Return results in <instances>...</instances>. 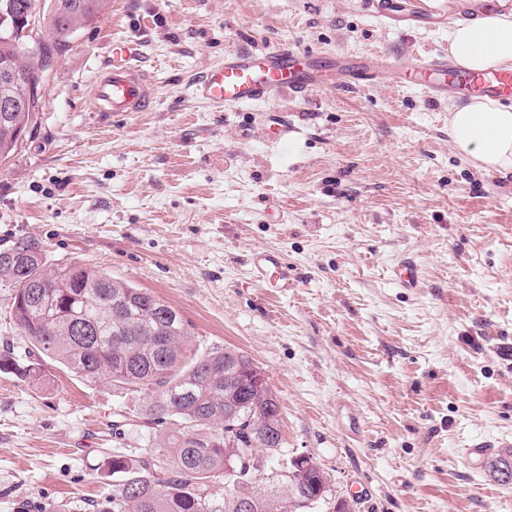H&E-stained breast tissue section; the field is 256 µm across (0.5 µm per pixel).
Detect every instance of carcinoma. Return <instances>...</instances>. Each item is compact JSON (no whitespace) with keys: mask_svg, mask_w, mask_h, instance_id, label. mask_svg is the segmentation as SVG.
<instances>
[{"mask_svg":"<svg viewBox=\"0 0 512 512\" xmlns=\"http://www.w3.org/2000/svg\"><path fill=\"white\" fill-rule=\"evenodd\" d=\"M11 13L0 31V65L14 81L4 93L27 97L30 79L64 51L109 0H0ZM49 30L26 32V20ZM40 99L0 112V158L18 150L16 130L34 125ZM0 279L15 287L10 318L36 351L89 384L106 382L143 401L119 417L146 427L153 453L108 459L107 512H316L331 508L327 473L315 462L291 463L288 482L271 469L282 445L280 408L243 352L213 346L190 356L188 322L171 306L96 267L62 260L47 266L38 242L18 239L0 250ZM245 470L226 484L224 472ZM265 478L251 480L253 471Z\"/></svg>","mask_w":512,"mask_h":512,"instance_id":"carcinoma-1","label":"carcinoma"}]
</instances>
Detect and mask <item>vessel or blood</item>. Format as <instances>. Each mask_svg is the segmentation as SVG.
Here are the masks:
<instances>
[{"label":"vessel or blood","mask_w":512,"mask_h":512,"mask_svg":"<svg viewBox=\"0 0 512 512\" xmlns=\"http://www.w3.org/2000/svg\"><path fill=\"white\" fill-rule=\"evenodd\" d=\"M441 0H369L380 21L410 27L421 23L448 25ZM395 72L400 83L414 84L436 98L466 96L498 98L512 95V70L474 72L456 66L447 55L429 57L416 65L391 67L385 58L321 59L287 45L261 46L225 55L224 60L202 73L195 94L216 107L252 105L281 95H304L323 84L326 74L336 76L338 89L348 92L360 82L374 81ZM156 89L139 65V53L128 42L112 44L111 56L90 91L91 111L124 120L133 112L152 111ZM263 125L273 144L284 145L296 133L287 113L268 112ZM254 278L269 288H289L296 280L295 269L277 252L256 251L251 258ZM512 447V440L475 441L464 450L472 468H480L495 448Z\"/></svg>","instance_id":"vessel-or-blood-1"}]
</instances>
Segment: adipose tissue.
Wrapping results in <instances>:
<instances>
[{
	"instance_id": "ef3b65f1",
	"label": "adipose tissue",
	"mask_w": 512,
	"mask_h": 512,
	"mask_svg": "<svg viewBox=\"0 0 512 512\" xmlns=\"http://www.w3.org/2000/svg\"><path fill=\"white\" fill-rule=\"evenodd\" d=\"M448 46L464 68H512V12L456 25L448 31ZM448 112V135L457 153L477 169L512 172V104L473 99L451 105Z\"/></svg>"
}]
</instances>
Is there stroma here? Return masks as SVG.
I'll list each match as a JSON object with an SVG mask.
<instances>
[{
	"instance_id": "35a3bbf8",
	"label": "stroma",
	"mask_w": 512,
	"mask_h": 512,
	"mask_svg": "<svg viewBox=\"0 0 512 512\" xmlns=\"http://www.w3.org/2000/svg\"><path fill=\"white\" fill-rule=\"evenodd\" d=\"M156 87L123 122L89 109L114 40ZM419 63L447 28H394L367 0H110L59 55L34 129L0 164V249L39 242L178 310L190 349L228 345L280 407L279 459L307 455L354 512H512V480L471 470L466 444L512 437V175L480 172L448 137L449 100L395 79L218 108L201 73L239 49ZM298 129L273 145L263 113ZM298 273L254 280L256 249ZM421 284L400 287L403 260ZM0 280V512H88L112 496L104 460L146 454L112 433L125 399L35 359ZM39 363L38 379L25 369Z\"/></svg>"
}]
</instances>
